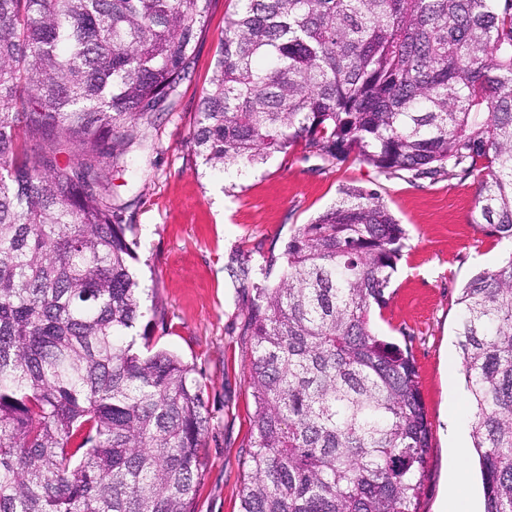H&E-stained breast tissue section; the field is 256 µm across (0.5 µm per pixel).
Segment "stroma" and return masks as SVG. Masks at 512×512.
Masks as SVG:
<instances>
[{
  "instance_id": "obj_1",
  "label": "stroma",
  "mask_w": 512,
  "mask_h": 512,
  "mask_svg": "<svg viewBox=\"0 0 512 512\" xmlns=\"http://www.w3.org/2000/svg\"><path fill=\"white\" fill-rule=\"evenodd\" d=\"M236 8L237 0H211L189 73L157 114L156 148L132 149L136 179L112 174V191L130 203L137 226L142 286L167 313L150 342L192 366L205 387L210 427L196 512H239L247 472L254 403L244 317L254 292L241 278L240 261L252 252L280 254L289 235L349 185L377 192L407 230L374 327L414 356L432 430L419 510L443 512L448 476L460 462L453 423L469 419L456 300L466 281L499 262L503 246L477 229V186L469 179L385 177L352 160L329 167L299 148L231 166L221 176L204 173L187 141L224 19Z\"/></svg>"
}]
</instances>
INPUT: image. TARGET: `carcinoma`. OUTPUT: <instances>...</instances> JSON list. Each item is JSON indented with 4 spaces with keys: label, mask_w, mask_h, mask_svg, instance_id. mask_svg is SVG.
Segmentation results:
<instances>
[{
    "label": "carcinoma",
    "mask_w": 512,
    "mask_h": 512,
    "mask_svg": "<svg viewBox=\"0 0 512 512\" xmlns=\"http://www.w3.org/2000/svg\"><path fill=\"white\" fill-rule=\"evenodd\" d=\"M210 0H0V512H195V370L164 324L112 170L153 140ZM189 146L205 168L293 147L472 179L512 245V0H238ZM65 164H59V157ZM406 230L356 186L254 268L255 411L240 512H417L430 425L411 349L378 335ZM456 327L485 512H512V248Z\"/></svg>",
    "instance_id": "cac0c4a2"
}]
</instances>
